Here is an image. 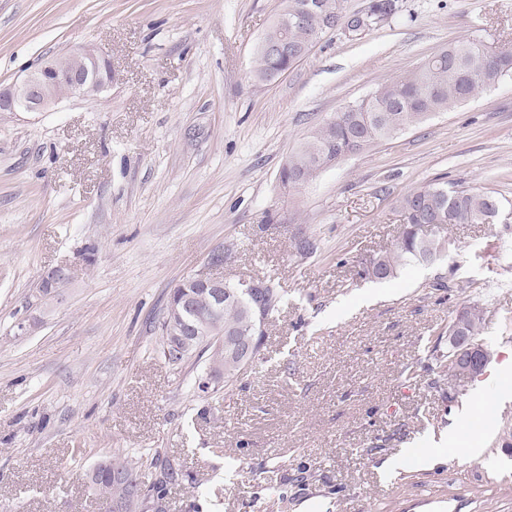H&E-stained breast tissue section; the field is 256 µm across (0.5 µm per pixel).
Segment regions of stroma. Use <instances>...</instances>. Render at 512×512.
Segmentation results:
<instances>
[{
    "label": "stroma",
    "mask_w": 512,
    "mask_h": 512,
    "mask_svg": "<svg viewBox=\"0 0 512 512\" xmlns=\"http://www.w3.org/2000/svg\"><path fill=\"white\" fill-rule=\"evenodd\" d=\"M281 7L0 0V86L92 45L115 73L98 98L0 112V512H105L89 469L148 449L181 474L166 512H512V218L452 227L442 263L359 276L416 188L512 201V77L304 186L279 181L313 126L448 43L512 48V0H395L359 40L329 32L261 84L255 47ZM303 237L315 253H297ZM55 268L68 284L33 307ZM199 273L283 294L259 366L226 398L194 394L202 364L157 353L171 291ZM475 303L491 361L439 380L436 329ZM452 425L478 451L384 477Z\"/></svg>",
    "instance_id": "obj_1"
}]
</instances>
